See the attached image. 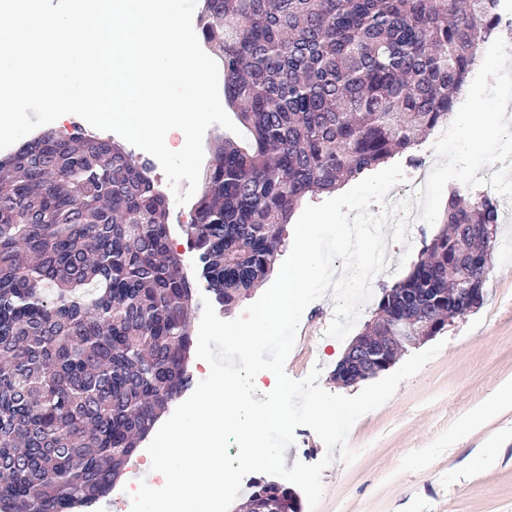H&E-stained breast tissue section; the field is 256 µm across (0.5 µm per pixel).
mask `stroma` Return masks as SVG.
<instances>
[{"instance_id": "obj_1", "label": "stroma", "mask_w": 512, "mask_h": 512, "mask_svg": "<svg viewBox=\"0 0 512 512\" xmlns=\"http://www.w3.org/2000/svg\"><path fill=\"white\" fill-rule=\"evenodd\" d=\"M442 222L420 224L409 245L388 243L393 278L374 287L352 329L360 334L375 317L383 287L406 278L425 242ZM498 246L485 283L481 307L454 319L440 333L444 346L418 373L403 381L380 408L362 416L348 436L359 455L352 463L334 460L322 473L323 496L316 512H512V410L467 434L460 423L504 381L512 380V223L498 227ZM333 300L319 299L305 310L300 338L285 362L286 373L303 378L311 347H318L326 391L355 395L361 384L337 385V355L348 341L329 337ZM502 434L492 470L474 469L484 441Z\"/></svg>"}]
</instances>
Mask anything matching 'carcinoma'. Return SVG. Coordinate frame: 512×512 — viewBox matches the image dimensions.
<instances>
[{
  "label": "carcinoma",
  "instance_id": "cac0c4a2",
  "mask_svg": "<svg viewBox=\"0 0 512 512\" xmlns=\"http://www.w3.org/2000/svg\"><path fill=\"white\" fill-rule=\"evenodd\" d=\"M499 0H203L199 35L249 130L217 136L184 234L230 307L264 279L307 199L412 150L451 120ZM165 194L125 147L46 131L0 158V512H82L190 387L193 288ZM487 197L453 193L445 228L382 292L365 332L392 362L407 321L439 334L482 288ZM420 294L413 297L410 290ZM241 512H298L263 483Z\"/></svg>",
  "mask_w": 512,
  "mask_h": 512
}]
</instances>
